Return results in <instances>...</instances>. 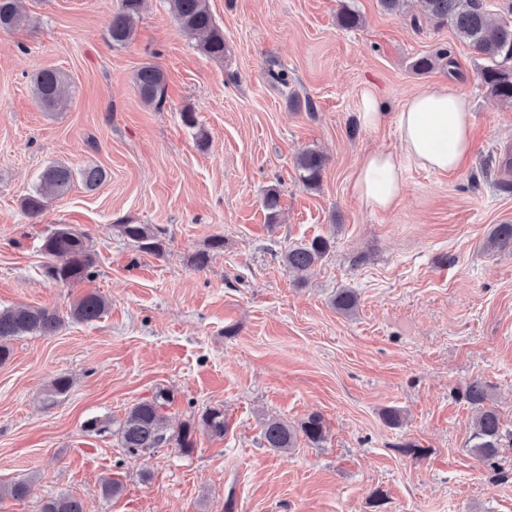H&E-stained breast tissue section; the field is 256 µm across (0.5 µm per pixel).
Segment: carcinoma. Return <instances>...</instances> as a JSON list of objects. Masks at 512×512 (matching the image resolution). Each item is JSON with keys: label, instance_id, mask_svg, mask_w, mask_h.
Here are the masks:
<instances>
[{"label": "carcinoma", "instance_id": "carcinoma-1", "mask_svg": "<svg viewBox=\"0 0 512 512\" xmlns=\"http://www.w3.org/2000/svg\"><path fill=\"white\" fill-rule=\"evenodd\" d=\"M146 0H122L119 12L112 16L108 25V35L112 43L125 45L134 33V23L143 11ZM172 11L182 32L202 35L201 49L211 58L224 57V35L214 23L207 0H170ZM423 15L438 26H449L471 49L474 56L489 61L480 70L482 82L500 100L512 104V22L497 19L488 10L484 0H421ZM23 19L18 0H0V28L10 30ZM337 24L345 29H353L360 24V16L349 6H343L336 15ZM450 57V51L442 49L434 56L426 55L413 62V69L420 73L431 70L438 60ZM34 91L39 101L49 110L66 106L62 96V86L66 75L57 69L40 71L33 79ZM142 101L149 106L163 103L166 80L164 72L152 64L144 65L135 75ZM300 178L309 187L319 184L325 156L315 150L301 153L296 160ZM73 173L65 165H51L40 176V185L34 193L22 201L26 214L36 217L47 207L48 201L64 194L71 186ZM263 207L268 220L274 224L280 209V195L277 189L270 188L263 197ZM114 230L121 237L133 242L145 254L161 256L165 250L166 229L151 224H115ZM487 247L493 251L512 248V224H498L487 238ZM329 239L317 236L312 241L290 246L282 256L289 271L305 272L321 261L329 252ZM224 249V237L210 239L208 249L199 251L192 257L193 266L204 269L210 260V251ZM45 258L42 272L51 282L75 285L94 276V258L86 234L68 224H58L47 234L40 246ZM336 309L347 313L357 305L354 293L341 290L334 298ZM104 296L89 293L82 296L70 309L69 319L75 323L91 324L107 310ZM63 320L58 313L48 307L21 305L0 310V364L11 356L10 343L25 335L51 336L61 327ZM464 399L474 409L473 451L483 461L491 464L499 458L503 445L500 418L497 411L486 405L487 385L480 379L466 384L462 393ZM171 400L170 392L157 390L147 399L141 400L126 410L115 431L120 448L127 457H143L155 453L160 448L171 447L183 454L192 452L196 446L194 435L198 432L221 439L228 425L224 418V408L220 406L206 409L195 423H183L175 432H169L161 409ZM318 444L324 439L323 418L318 413L311 414L295 428L279 418L265 420L262 440L266 448L286 451L295 447L298 437ZM40 512H84L81 500L70 494H59L46 501Z\"/></svg>", "mask_w": 512, "mask_h": 512}]
</instances>
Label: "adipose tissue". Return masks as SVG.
Listing matches in <instances>:
<instances>
[{
	"mask_svg": "<svg viewBox=\"0 0 512 512\" xmlns=\"http://www.w3.org/2000/svg\"><path fill=\"white\" fill-rule=\"evenodd\" d=\"M397 124L410 159L434 171L464 165L473 150L467 98L440 84L411 98L399 112ZM351 189L367 208L385 212L399 200L403 181L393 154H365L357 165Z\"/></svg>",
	"mask_w": 512,
	"mask_h": 512,
	"instance_id": "1",
	"label": "adipose tissue"
}]
</instances>
